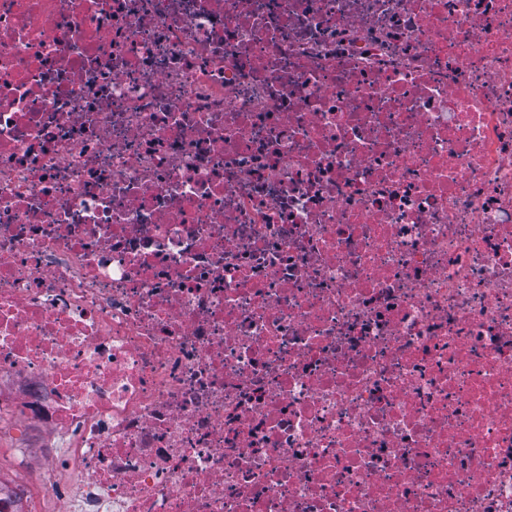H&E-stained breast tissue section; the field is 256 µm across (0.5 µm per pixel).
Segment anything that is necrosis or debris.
I'll use <instances>...</instances> for the list:
<instances>
[{"label": "necrosis or debris", "instance_id": "4bbe7bcc", "mask_svg": "<svg viewBox=\"0 0 512 512\" xmlns=\"http://www.w3.org/2000/svg\"><path fill=\"white\" fill-rule=\"evenodd\" d=\"M0 512H512V0H0Z\"/></svg>", "mask_w": 512, "mask_h": 512}]
</instances>
